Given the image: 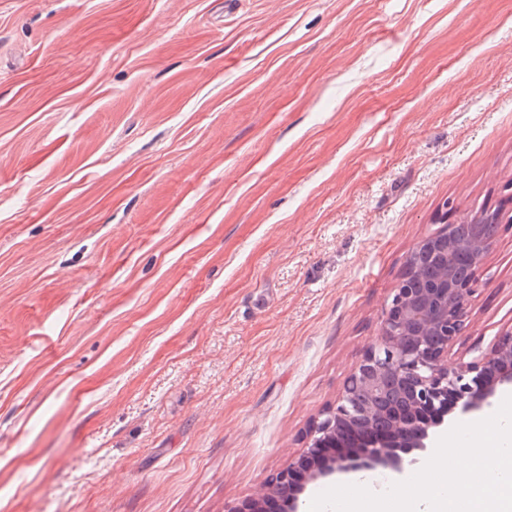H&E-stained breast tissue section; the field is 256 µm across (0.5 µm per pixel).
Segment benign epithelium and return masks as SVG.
Instances as JSON below:
<instances>
[{
  "label": "benign epithelium",
  "instance_id": "obj_1",
  "mask_svg": "<svg viewBox=\"0 0 512 512\" xmlns=\"http://www.w3.org/2000/svg\"><path fill=\"white\" fill-rule=\"evenodd\" d=\"M495 237L458 238L448 224L420 241L382 316V337L354 365L336 406L306 435L302 454L275 482L231 512H299L307 486L337 473L400 474L432 447L448 422L492 405L512 385V329L475 359L448 366L467 328V303Z\"/></svg>",
  "mask_w": 512,
  "mask_h": 512
}]
</instances>
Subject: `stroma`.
Here are the masks:
<instances>
[{
    "instance_id": "stroma-1",
    "label": "stroma",
    "mask_w": 512,
    "mask_h": 512,
    "mask_svg": "<svg viewBox=\"0 0 512 512\" xmlns=\"http://www.w3.org/2000/svg\"><path fill=\"white\" fill-rule=\"evenodd\" d=\"M511 182L512 0H0V512H229L495 209L471 360Z\"/></svg>"
}]
</instances>
